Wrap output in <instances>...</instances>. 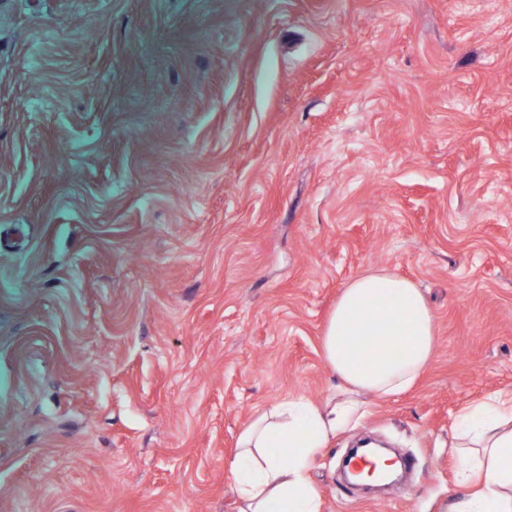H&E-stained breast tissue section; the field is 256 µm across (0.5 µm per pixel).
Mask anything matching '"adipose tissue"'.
Listing matches in <instances>:
<instances>
[{
  "label": "adipose tissue",
  "instance_id": "obj_1",
  "mask_svg": "<svg viewBox=\"0 0 512 512\" xmlns=\"http://www.w3.org/2000/svg\"><path fill=\"white\" fill-rule=\"evenodd\" d=\"M320 348L338 391L322 402L288 398L242 430L231 464L240 512H323L312 468L363 417L366 397L415 385L434 355L435 316L414 282L368 270L343 289ZM449 446L461 492L448 512H512V391L462 408Z\"/></svg>",
  "mask_w": 512,
  "mask_h": 512
}]
</instances>
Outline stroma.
I'll list each match as a JSON object with an SVG mask.
<instances>
[{
  "mask_svg": "<svg viewBox=\"0 0 512 512\" xmlns=\"http://www.w3.org/2000/svg\"><path fill=\"white\" fill-rule=\"evenodd\" d=\"M374 268L435 355L311 478L445 512L460 410L512 390V0H0V512H239V433L333 395ZM364 435L404 489L344 484Z\"/></svg>",
  "mask_w": 512,
  "mask_h": 512,
  "instance_id": "stroma-1",
  "label": "stroma"
}]
</instances>
